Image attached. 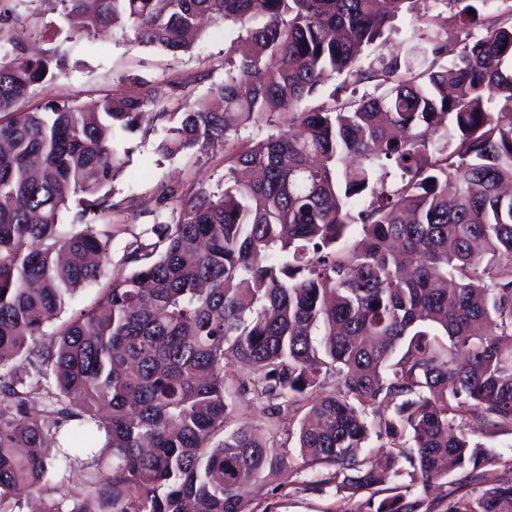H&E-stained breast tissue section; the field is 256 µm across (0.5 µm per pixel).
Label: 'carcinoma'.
Returning a JSON list of instances; mask_svg holds the SVG:
<instances>
[{"label": "carcinoma", "instance_id": "obj_1", "mask_svg": "<svg viewBox=\"0 0 512 512\" xmlns=\"http://www.w3.org/2000/svg\"><path fill=\"white\" fill-rule=\"evenodd\" d=\"M86 2L57 0L87 34L118 28L174 56L218 23L245 38L225 51L222 112L197 102L147 113L155 90L142 79L127 90L124 77L95 112L54 101L22 112L31 86L65 74L68 49L31 57L13 44L0 57V369L22 357L35 370L30 382L0 374V512L45 484L48 441L71 423L78 445L66 458L93 461L43 512H247L241 490L283 475L289 450L252 426L209 446L236 398L227 364L252 371L270 416L311 391L298 448L348 464L353 473L334 478L354 495L388 473L406 490L456 470L480 483L489 449L466 421L512 433V10L503 18L496 0ZM434 4L446 11L428 15ZM403 8L416 17L405 58L362 66ZM342 75L372 91L343 99L339 86L307 105ZM263 124L275 131L239 138ZM158 134L167 157L237 141L224 187L166 185L156 213L171 220L99 228L94 219L131 207L112 190L128 142ZM354 224L360 238L344 239ZM121 235L115 265L109 244ZM102 279L95 304L46 332L50 313ZM34 399L51 406L47 417L25 414ZM370 416L388 449L377 463L361 457ZM420 509L401 493L375 512ZM451 512H512V478Z\"/></svg>", "mask_w": 512, "mask_h": 512}]
</instances>
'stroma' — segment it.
<instances>
[{
    "label": "stroma",
    "mask_w": 512,
    "mask_h": 512,
    "mask_svg": "<svg viewBox=\"0 0 512 512\" xmlns=\"http://www.w3.org/2000/svg\"><path fill=\"white\" fill-rule=\"evenodd\" d=\"M0 8L23 14L22 23L10 26L6 35L36 52H51L59 43L70 51L66 75L32 87L18 104L30 110L47 101H73L88 105L110 95L119 76L145 79L159 98V109L180 111L184 101L168 96L170 82L188 80L192 101H207L211 89L224 79V50L240 33L237 26L217 25L210 29L189 53L171 56L158 50L134 45L120 31H96L78 40H68L67 23L61 18L54 0H0ZM154 142L136 147L132 161L114 187L119 196L130 197L132 207L116 215L119 224L130 225L139 232L156 221L154 195L159 185L174 183L191 193L199 188L216 189L224 175V147L216 145L206 156L193 152L165 158L154 152ZM251 374L245 367L224 368L226 385L239 396L225 425V432L242 426L265 430L271 441L290 448L287 471L283 477L260 481L248 488L246 498L250 512H371L372 504L392 495L396 480H389L375 492L353 496L329 474L337 467L303 460L297 447L299 424L306 412L303 403L282 406L275 416H267L262 401L246 392ZM73 432L61 429L49 449L48 480L41 495L45 501L59 499L62 488L78 485L81 472L68 467L61 450L71 447ZM492 457L482 467L481 485L490 487L512 477V434L504 433L484 440ZM463 473L455 472L430 487H415L412 495L422 501L421 512H449L456 499L471 493Z\"/></svg>",
    "instance_id": "obj_1"
}]
</instances>
